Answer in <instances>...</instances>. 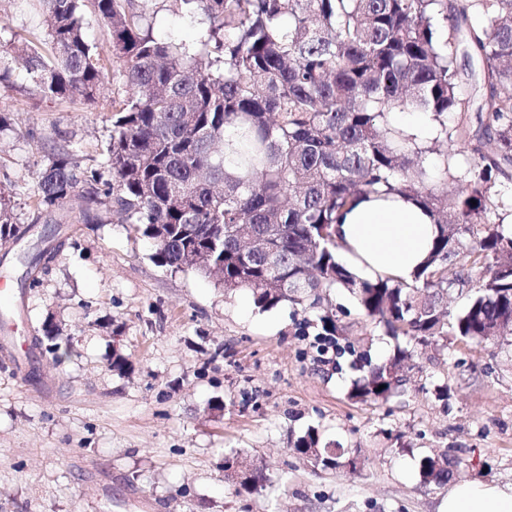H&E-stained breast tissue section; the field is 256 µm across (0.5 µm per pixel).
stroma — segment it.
<instances>
[{
    "instance_id": "obj_1",
    "label": "stroma",
    "mask_w": 512,
    "mask_h": 512,
    "mask_svg": "<svg viewBox=\"0 0 512 512\" xmlns=\"http://www.w3.org/2000/svg\"><path fill=\"white\" fill-rule=\"evenodd\" d=\"M47 43L28 0H0V35ZM10 45L0 85V189L14 234L0 240V281L18 299L0 352V512H438L447 484L420 479L422 457L445 453L456 480L512 485V335L466 344H410L415 369L404 396L351 400L348 357L318 361L315 328L300 307L262 311L249 291H227L155 258L142 227L117 223L111 204L81 219L77 199L41 212L39 172L53 151L107 173L112 96H44ZM50 234L49 262L31 265ZM350 342L386 356L396 341L367 325L351 295ZM53 319L69 358L32 348ZM122 353L125 373L112 369ZM316 427L347 462L333 470L297 455ZM264 464L273 485L235 495L226 454Z\"/></svg>"
}]
</instances>
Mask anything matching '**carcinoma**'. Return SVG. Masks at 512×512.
Returning a JSON list of instances; mask_svg holds the SVG:
<instances>
[{"instance_id": "obj_1", "label": "carcinoma", "mask_w": 512, "mask_h": 512, "mask_svg": "<svg viewBox=\"0 0 512 512\" xmlns=\"http://www.w3.org/2000/svg\"><path fill=\"white\" fill-rule=\"evenodd\" d=\"M37 2L49 49L15 34L11 42L41 93L70 102L100 94L87 2L125 84L112 98V180L58 153L41 172L38 205L76 196L86 218L103 195L122 223L144 226L161 265L187 270V248L207 249L224 269V290L250 291L262 310L289 301L337 341L349 325L324 304L336 288L356 297L366 321L410 343L479 344L512 319V238L490 219L505 205L499 187L512 181V0H173L183 18L207 24L192 44L156 29L149 0ZM459 42L481 64L477 129L465 117L448 125V113L469 111ZM410 109L429 113L432 138L393 123ZM472 142L478 160L455 172L454 147ZM81 184L89 188L77 196ZM381 191L413 197L437 227L409 281L360 279L337 256L340 218ZM12 228L0 194V240ZM451 290L471 292L455 313ZM57 332L43 327L60 359L68 345ZM411 362L399 345L382 360L361 355L350 398L380 405L400 395L399 373ZM321 444L310 426L293 448L324 469L339 466L344 452ZM236 458L223 464L235 494L272 484L253 463L230 470ZM450 473L446 455L420 461L425 483Z\"/></svg>"}]
</instances>
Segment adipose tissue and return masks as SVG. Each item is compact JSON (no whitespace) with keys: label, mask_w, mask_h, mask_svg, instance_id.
<instances>
[{"label":"adipose tissue","mask_w":512,"mask_h":512,"mask_svg":"<svg viewBox=\"0 0 512 512\" xmlns=\"http://www.w3.org/2000/svg\"><path fill=\"white\" fill-rule=\"evenodd\" d=\"M435 235L431 216L416 201L373 194L344 215L338 227L344 244L340 260L363 279L386 274L407 280L428 256ZM439 512H512V486L451 483Z\"/></svg>","instance_id":"obj_1"}]
</instances>
